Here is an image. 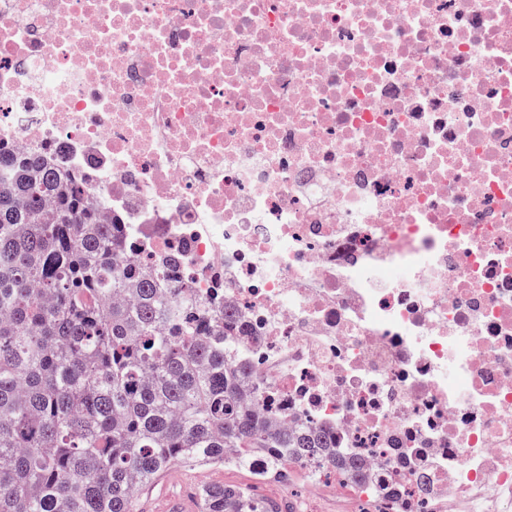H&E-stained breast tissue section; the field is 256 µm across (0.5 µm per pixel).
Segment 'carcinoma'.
I'll use <instances>...</instances> for the list:
<instances>
[{
  "mask_svg": "<svg viewBox=\"0 0 512 512\" xmlns=\"http://www.w3.org/2000/svg\"><path fill=\"white\" fill-rule=\"evenodd\" d=\"M173 259L142 260L101 224L83 179L0 150V512H137L173 464L250 468L292 459L359 475L328 438L290 432L244 402L250 368L206 302L172 286ZM199 512H279L213 484Z\"/></svg>",
  "mask_w": 512,
  "mask_h": 512,
  "instance_id": "1",
  "label": "carcinoma"
}]
</instances>
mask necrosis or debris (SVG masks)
I'll return each instance as SVG.
<instances>
[{"instance_id": "1", "label": "necrosis or debris", "mask_w": 512, "mask_h": 512, "mask_svg": "<svg viewBox=\"0 0 512 512\" xmlns=\"http://www.w3.org/2000/svg\"><path fill=\"white\" fill-rule=\"evenodd\" d=\"M0 146L222 289L359 499L512 502V0H0Z\"/></svg>"}]
</instances>
